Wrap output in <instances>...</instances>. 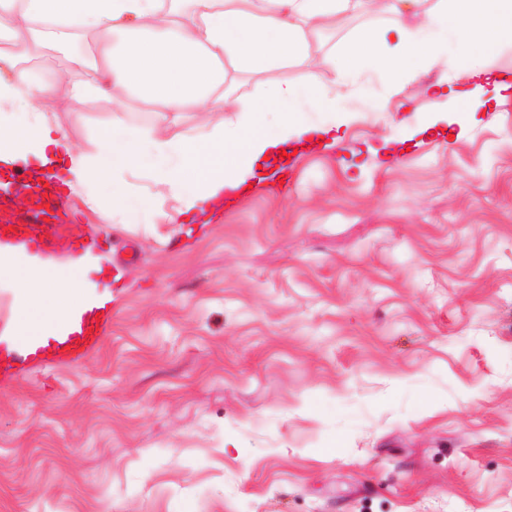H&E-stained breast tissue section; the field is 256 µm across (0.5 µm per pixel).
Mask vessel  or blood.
<instances>
[{"instance_id": "1", "label": "vessel or blood", "mask_w": 512, "mask_h": 512, "mask_svg": "<svg viewBox=\"0 0 512 512\" xmlns=\"http://www.w3.org/2000/svg\"><path fill=\"white\" fill-rule=\"evenodd\" d=\"M72 217L67 195L53 190L47 192L25 182L17 196L0 199V238L5 235V226L11 225L15 228V238L35 244L54 224L68 223ZM110 320V315H102L99 328H84L68 336L51 337L42 345L25 342L17 347L0 342V380H11L25 367L33 369L49 362L80 363L100 348L103 343L101 327Z\"/></svg>"}]
</instances>
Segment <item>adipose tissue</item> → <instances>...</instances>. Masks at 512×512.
<instances>
[{"mask_svg": "<svg viewBox=\"0 0 512 512\" xmlns=\"http://www.w3.org/2000/svg\"><path fill=\"white\" fill-rule=\"evenodd\" d=\"M189 12L171 19L164 0H0V42L25 33L35 43L67 47L71 34L94 29L103 60L91 63L90 80L75 88L93 99L119 87L138 101L154 104L143 124L119 121L102 129L95 153L75 150L44 112L56 93L54 84L30 79L0 54V167L30 163L47 176L65 169L63 185L91 210L102 207V177L112 183L109 222L126 223L138 207L123 189L139 179L166 188L152 201L162 210L177 202V216L201 210L224 190L248 186L264 159L299 147L312 135L335 144L334 130L350 112L329 91L280 82L255 93L241 91L229 72L281 69L305 58L333 70L342 86L357 85L369 74L383 75L385 90L363 103L367 112L389 111L406 87L415 96L437 99L420 76L446 59L467 69V87H448L447 95L465 113L512 92V71L484 69L486 58L512 48V0H438L419 11L414 27L386 33L366 32L347 41L338 53L313 56L312 46L329 22L351 11L357 0H187ZM185 112L197 113L189 130L166 129ZM223 113L213 123L208 113ZM88 253L33 249L14 238L0 240V288L9 290L12 318L0 339L27 341L68 335L73 323L95 304L85 291Z\"/></svg>", "mask_w": 512, "mask_h": 512, "instance_id": "adipose-tissue-1", "label": "adipose tissue"}]
</instances>
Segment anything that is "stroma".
<instances>
[{
	"mask_svg": "<svg viewBox=\"0 0 512 512\" xmlns=\"http://www.w3.org/2000/svg\"><path fill=\"white\" fill-rule=\"evenodd\" d=\"M415 21L366 0L314 52ZM334 79L245 84L355 108L287 193L174 224L137 181L135 221L55 225L122 280L91 276L115 305L98 352L0 385V512H512V97L360 112ZM46 110L88 153L137 118L67 86Z\"/></svg>",
	"mask_w": 512,
	"mask_h": 512,
	"instance_id": "stroma-1",
	"label": "stroma"
}]
</instances>
